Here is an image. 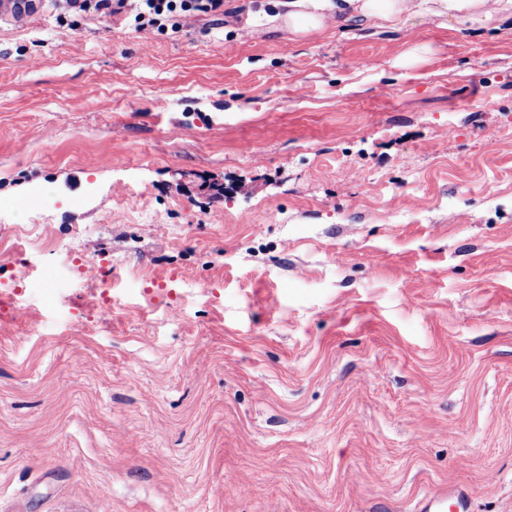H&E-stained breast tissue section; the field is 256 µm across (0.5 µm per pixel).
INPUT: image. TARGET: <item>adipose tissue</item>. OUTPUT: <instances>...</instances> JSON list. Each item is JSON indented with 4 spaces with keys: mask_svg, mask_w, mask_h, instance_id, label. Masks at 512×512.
<instances>
[{
    "mask_svg": "<svg viewBox=\"0 0 512 512\" xmlns=\"http://www.w3.org/2000/svg\"><path fill=\"white\" fill-rule=\"evenodd\" d=\"M289 33L304 36L329 24L382 27L446 18L450 29H496L512 19V0H274Z\"/></svg>",
    "mask_w": 512,
    "mask_h": 512,
    "instance_id": "adipose-tissue-1",
    "label": "adipose tissue"
}]
</instances>
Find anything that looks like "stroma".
Masks as SVG:
<instances>
[{
    "instance_id": "stroma-1",
    "label": "stroma",
    "mask_w": 512,
    "mask_h": 512,
    "mask_svg": "<svg viewBox=\"0 0 512 512\" xmlns=\"http://www.w3.org/2000/svg\"><path fill=\"white\" fill-rule=\"evenodd\" d=\"M261 2L0 13V512H512V20ZM71 10L60 14L58 22L75 28L68 16L110 14L125 11V19L137 30H152L158 35L180 33L191 19L224 14V0H73ZM274 19H282L288 33L304 36L320 32L334 22L336 28L351 24L396 25L422 23L426 16L448 18L452 30L498 29L512 19L511 0H275ZM469 512V496L466 489H454L436 494L421 503L420 512Z\"/></svg>"
}]
</instances>
